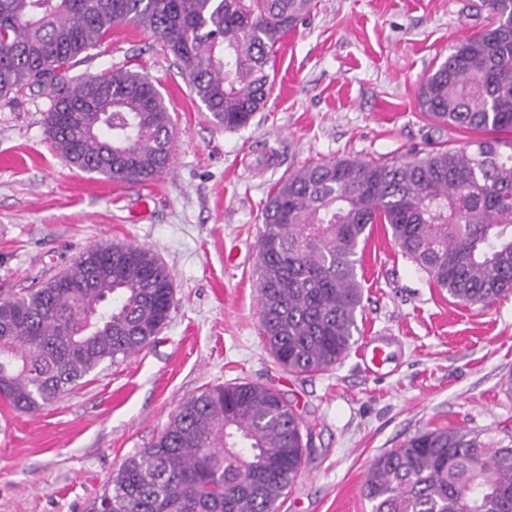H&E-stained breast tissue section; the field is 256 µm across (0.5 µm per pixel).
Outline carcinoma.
<instances>
[{
  "instance_id": "obj_1",
  "label": "carcinoma",
  "mask_w": 512,
  "mask_h": 512,
  "mask_svg": "<svg viewBox=\"0 0 512 512\" xmlns=\"http://www.w3.org/2000/svg\"><path fill=\"white\" fill-rule=\"evenodd\" d=\"M494 27L459 40L421 85L429 120L480 134L464 147L381 163L297 169L268 195L257 242L262 335L297 374L333 368L357 342L360 247L382 224L402 256L466 305L512 294V0H484ZM315 0H0V97L54 94L50 140L62 160L114 182L161 177L174 120L142 73L70 86L57 70L135 22L175 58L213 122L247 126L271 93L268 63ZM50 279L0 299V400L52 403L105 362L143 350L169 319L171 275L148 247L98 245ZM312 430L280 392L216 385L183 402L87 512H278L305 466ZM371 512H512V440L462 428L420 431L378 455L362 486Z\"/></svg>"
}]
</instances>
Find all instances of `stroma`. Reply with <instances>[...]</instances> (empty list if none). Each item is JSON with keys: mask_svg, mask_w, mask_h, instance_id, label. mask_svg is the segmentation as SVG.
Here are the masks:
<instances>
[{"mask_svg": "<svg viewBox=\"0 0 512 512\" xmlns=\"http://www.w3.org/2000/svg\"><path fill=\"white\" fill-rule=\"evenodd\" d=\"M492 23L482 0H317L270 62L264 109L232 132L212 123L149 31L114 26L63 74L127 68L158 87L176 123L174 155L147 184L65 163L46 130L48 91L0 98V299L106 244L150 247L174 288L167 324L141 352L101 365L40 411L0 401V512H86L184 401L215 385L272 386L312 426L306 467L280 512H370L361 488L374 458L423 430L512 436V296L454 303L375 225L357 338L389 337L387 361L371 372L354 348L331 370L296 374L264 345L256 288L261 211L289 173L467 142L421 114L418 92L458 40Z\"/></svg>", "mask_w": 512, "mask_h": 512, "instance_id": "stroma-1", "label": "stroma"}]
</instances>
